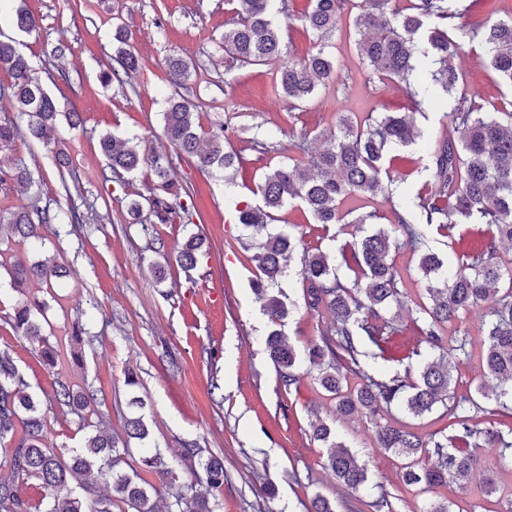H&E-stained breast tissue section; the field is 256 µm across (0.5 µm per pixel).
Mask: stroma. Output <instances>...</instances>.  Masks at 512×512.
Returning <instances> with one entry per match:
<instances>
[{"label": "stroma", "mask_w": 512, "mask_h": 512, "mask_svg": "<svg viewBox=\"0 0 512 512\" xmlns=\"http://www.w3.org/2000/svg\"><path fill=\"white\" fill-rule=\"evenodd\" d=\"M12 6L38 17L40 28L30 35L17 32L5 16L0 18V34L18 40L60 109L79 112L83 124L74 129L63 122L58 128L59 145L70 156L79 181L78 189L67 194L52 153L29 137L26 116L13 103L0 100V121H13L21 131L9 154L36 180L29 195L0 186V209L34 202L57 211L94 201L99 214L98 220L77 232L62 224L42 227L41 238L13 243L7 251L13 262L50 258L70 270V278L54 295L42 288L36 294L48 303L44 332L50 342L67 344L73 322L82 320L89 334L84 367L69 359L52 370L44 367L37 348L3 320L21 295L7 276H0V351L11 355L47 412L45 445L73 448L83 438L77 417L52 403L58 382L64 381L97 391L96 417L116 436L124 432L129 398L144 399L146 445L158 448L170 466H177L187 441L222 454L227 479L212 502L214 512H306V504L318 494L335 503L336 512H345L346 502H370L384 490L397 494L395 512H423L428 502L437 500L453 502L455 512H505L512 503L511 456L500 457L494 448L480 451L486 473L499 486L494 496H484L475 482L424 493L404 486V461L378 447L372 420L337 417L334 400L312 376H303L297 388L281 387L264 344L272 325L251 290L257 272L256 243L225 203L231 191L249 197L261 174L248 149L255 131L286 144L303 135L333 132L340 116L404 112L418 100L422 139L395 150L388 194L358 201L365 210L376 212L378 223H389L393 202L425 192L430 155L446 130L447 113L457 104L434 87L429 68H422L407 87L386 78L362 61L356 35L346 28L330 47L336 60L332 82L311 102L294 108L277 91L274 68L228 69L219 46L225 25L233 18L227 0H13ZM119 24L127 28L140 57L132 76L138 89L134 95L102 78L114 54L112 33ZM61 41L69 49L60 61L53 49ZM174 53L196 65L185 96L196 104L203 126L223 123L225 105L234 107L240 133L233 146L245 158L235 188H228L223 171L203 172L180 158L162 135V114L173 89L166 60ZM454 65L469 96L484 111L512 112V86L489 66L481 46L465 49ZM410 89L415 98L407 97ZM106 133L132 140L144 157L165 156L172 163V177L193 187L196 223L176 218L155 225L153 236L171 247L190 234L202 235L213 254L201 257L194 271L183 272L151 251L148 243L153 236L127 223L128 202L147 195L154 176L146 166L123 189L103 182L106 160L98 141ZM277 217L278 226L290 230L301 247L326 252L340 280L354 284L357 271L347 260L354 227L316 224L297 203L280 210ZM491 236L487 225L459 224L445 234L428 230L426 241L433 251L454 261L466 243ZM391 257L404 286L399 303L388 312L395 332L384 349L362 345L370 371L378 376L404 371L416 364L417 352L427 349L416 323L424 294L417 259L403 247L393 250ZM161 263L168 274L160 282L150 267ZM281 288L291 304L281 329L290 344L305 350L318 340L322 318L306 308L296 268L287 270ZM483 315V308L472 309L448 328V338L465 334L471 340V358L454 374L462 392L475 389L483 379ZM131 371L138 379L133 388L126 384ZM214 378L220 384L216 391L210 387ZM318 418L333 423L366 465L368 481L359 491L340 485L326 468L325 448L309 436V425Z\"/></svg>", "instance_id": "35a3bbf8"}]
</instances>
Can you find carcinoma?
<instances>
[{
	"label": "carcinoma",
	"mask_w": 512,
	"mask_h": 512,
	"mask_svg": "<svg viewBox=\"0 0 512 512\" xmlns=\"http://www.w3.org/2000/svg\"><path fill=\"white\" fill-rule=\"evenodd\" d=\"M235 19L224 29V53L231 67L274 66L276 89L294 107L312 100L326 85L336 69V60L328 51L336 32L347 20L346 0H310L300 21L316 38V51L293 61L287 58L283 23L277 15L288 16V0H235ZM390 0H365L352 18L358 34L357 50L374 70L405 83L409 96L411 78L427 65H437L432 77L438 89L459 95L454 110L448 113V130L437 142L429 168L430 191L409 206L393 205L389 227L365 229L372 214L348 219L342 209L345 200L375 197L388 191L382 173L390 152L406 147L423 137L415 112H388L381 119L366 123L349 116L336 122V131L321 136L322 147L311 148L307 138L285 148L268 138L254 137L253 149L264 157L282 158L276 165L266 164L253 195L259 202L243 204L233 198L227 204L238 213L239 223L258 241L253 256L259 274L253 292L273 321H282L290 309L282 299L280 280L294 256H299V276L304 286L307 308L324 314L319 339L306 354L315 380L336 401V411L344 417L363 414L374 420L378 447L406 460L402 479L407 486L425 490L450 484L479 482L483 493L493 496L498 487L484 474L477 453L460 451L453 441L474 448H498L500 455L512 450V440L494 429L480 428L479 415L512 412V268H506L496 256V243L512 245V112L481 111L459 89V77L453 58L465 44L479 38L491 68L512 86V17L492 23L469 25L463 18L472 10L468 0H409L403 10L389 9ZM16 27L26 33L39 29L38 20L18 10L12 17ZM120 44L113 56L114 65L103 72L106 81L131 84L139 68V57L121 28L114 35ZM0 66L11 73V82L0 84V98L15 103L18 112L28 117L30 137L56 153L60 169L71 167L69 157L58 149L57 120L62 115L70 127L82 122L78 112L58 110L55 99L44 89L30 61L12 39H0ZM190 64L180 55L168 58L174 85L181 87L189 78ZM163 133L179 152L199 168L238 169L242 156L231 148L237 129L231 120L214 130L205 129L199 113L183 94L176 91L162 113ZM19 136L12 122L0 123V150L10 147ZM109 173L104 180L123 187L145 159L133 146L107 133L99 141ZM155 184L150 195L132 201L127 213L131 223L149 233L155 223L166 224L174 217L192 221L193 189L170 176L169 161L156 157L150 161ZM0 182H12L29 191L35 185L31 173L0 158ZM299 203L311 214L314 223L346 224L356 227L357 236L350 245L351 259L361 273L365 286L349 287L336 276L329 257L322 251H297L298 241L287 230H275V213L290 203ZM72 228L83 225V216L71 207L62 214ZM61 214L37 204L10 212H0V244L40 238L39 230L54 224ZM476 221L494 229L493 242L480 250L458 257L451 267L425 244L426 231L435 226L449 229L452 224ZM403 245L419 254L418 270L428 302L418 305L419 328L426 343L438 355L420 362L416 377L410 373L377 378L369 373L360 350L365 338L378 348L388 343L394 327L387 317L392 303L401 295V277L390 259L397 236ZM205 239L191 234L174 248L175 263L189 273L204 255ZM4 269L16 288L36 285L51 291L70 272L49 260L32 264H7ZM485 307L481 363L483 382L477 394L494 402L490 409L476 401L471 393H460L453 372L458 363L471 357L467 338L457 340L451 350L443 347L449 324L459 321L471 309ZM44 300H22L5 314L6 323L16 335L39 347L45 366L55 367L57 348L43 333L39 318L45 317ZM84 329L76 323L71 332V357L75 364L83 359ZM268 356L286 390L300 383L299 356L282 334L272 330L266 337ZM358 380L354 387L349 378ZM29 384L13 358L0 352V447L11 470L0 480V512H31L29 502L20 494V486L31 478L41 481L48 494L41 512H112L115 503L127 506V512H156L152 497L164 488L172 490L179 472L168 466L161 453L144 450L136 464L128 442H119L104 427H92L97 393L91 388L76 390L58 382L56 402L68 408L80 421V428H93L79 448H48L44 444L47 419L39 402L28 392ZM397 406L413 417H423L441 406L450 418L455 434L427 439L405 424L376 421L380 409ZM129 439L145 440L149 429L144 417L125 420ZM310 438L327 449L326 465L336 480L352 490L367 481V469L359 464L336 429L322 419L310 423ZM426 459L419 465V459ZM181 466L197 474L202 468L206 492L178 491L173 495L172 512H212L209 497L224 489V460L218 454L204 455L195 443L185 444ZM154 474L159 484L145 475ZM106 488L108 493L99 490ZM362 500L348 504L349 512H363ZM375 512L391 509L389 493L367 504Z\"/></svg>",
	"instance_id": "cac0c4a2"
}]
</instances>
